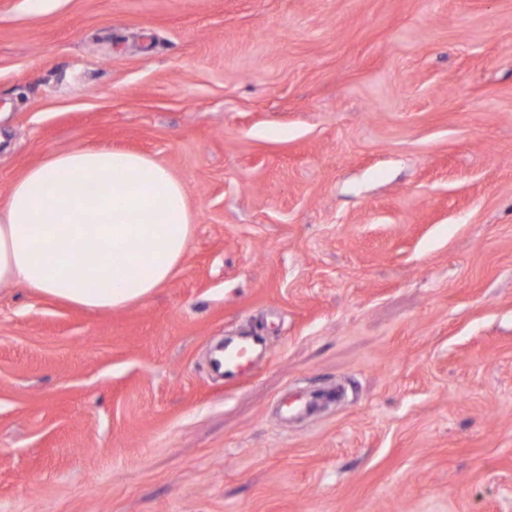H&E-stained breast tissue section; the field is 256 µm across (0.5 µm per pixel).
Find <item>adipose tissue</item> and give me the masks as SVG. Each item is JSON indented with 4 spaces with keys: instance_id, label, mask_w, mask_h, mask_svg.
Listing matches in <instances>:
<instances>
[{
    "instance_id": "obj_1",
    "label": "adipose tissue",
    "mask_w": 512,
    "mask_h": 512,
    "mask_svg": "<svg viewBox=\"0 0 512 512\" xmlns=\"http://www.w3.org/2000/svg\"><path fill=\"white\" fill-rule=\"evenodd\" d=\"M194 217L153 158L87 146L52 155L0 208V286L94 310L141 302L170 282Z\"/></svg>"
}]
</instances>
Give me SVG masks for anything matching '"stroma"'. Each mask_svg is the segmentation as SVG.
I'll return each instance as SVG.
<instances>
[{
  "label": "stroma",
  "instance_id": "obj_1",
  "mask_svg": "<svg viewBox=\"0 0 512 512\" xmlns=\"http://www.w3.org/2000/svg\"><path fill=\"white\" fill-rule=\"evenodd\" d=\"M83 146L194 233L121 309L0 288V512H512V0H0V206Z\"/></svg>",
  "mask_w": 512,
  "mask_h": 512
}]
</instances>
